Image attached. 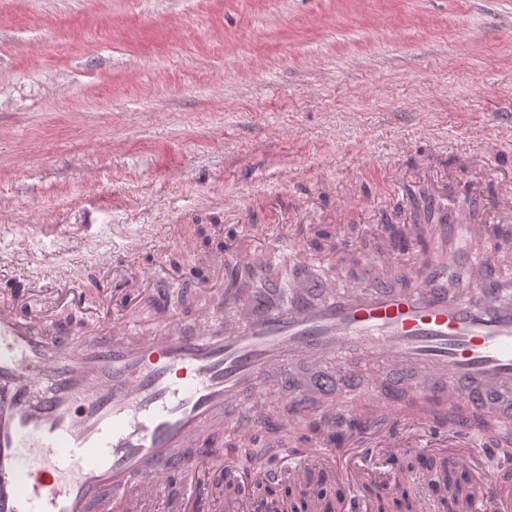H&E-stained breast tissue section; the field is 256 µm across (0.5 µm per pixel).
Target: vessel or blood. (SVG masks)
<instances>
[{
	"label": "vessel or blood",
	"mask_w": 512,
	"mask_h": 512,
	"mask_svg": "<svg viewBox=\"0 0 512 512\" xmlns=\"http://www.w3.org/2000/svg\"><path fill=\"white\" fill-rule=\"evenodd\" d=\"M480 206L512 218V189L491 201L469 193L434 202L438 223L465 224L484 245L469 259L470 290L449 289L454 268L438 257L409 259L399 287L297 280L285 292L274 279L260 294L217 291L215 279L232 269L264 274L261 257L274 245L322 266L338 260L342 242L309 252L291 224L264 234L243 224L234 242L194 251L193 320L171 300L178 275L139 261L161 239L187 249L181 224L147 231L122 258L98 259L114 287L80 326L62 318L83 303L69 265L26 276L0 294V512H212L222 490L232 494L226 512H250L247 489L304 487L316 474L338 488L340 512H365L354 488L376 481L387 458L421 451L422 433L470 434L471 407L488 424L512 425L503 411L512 403V261L498 257V227L469 221ZM149 314L153 330L133 335ZM377 358L385 379L336 399L333 366L350 376ZM271 385L301 409L346 413L344 455L329 432L300 447L280 442L282 466L254 474L214 455L219 442L247 446L267 425L256 400ZM410 395L457 411L459 423L398 410ZM369 401L391 406L397 431L362 426L356 410ZM466 488L464 512H486L490 485Z\"/></svg>",
	"instance_id": "b4317fda"
}]
</instances>
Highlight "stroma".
<instances>
[{
  "label": "stroma",
  "mask_w": 512,
  "mask_h": 512,
  "mask_svg": "<svg viewBox=\"0 0 512 512\" xmlns=\"http://www.w3.org/2000/svg\"><path fill=\"white\" fill-rule=\"evenodd\" d=\"M426 166L512 176V0H0V289L67 263L94 297L146 226L206 249L316 197L360 279ZM474 455L512 470V431Z\"/></svg>",
  "instance_id": "35a3bbf8"
}]
</instances>
